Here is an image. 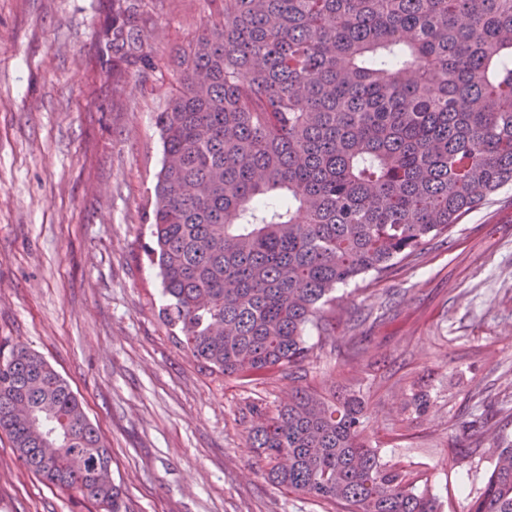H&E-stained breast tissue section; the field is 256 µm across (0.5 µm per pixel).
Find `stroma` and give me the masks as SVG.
<instances>
[{"label": "stroma", "instance_id": "stroma-1", "mask_svg": "<svg viewBox=\"0 0 512 512\" xmlns=\"http://www.w3.org/2000/svg\"><path fill=\"white\" fill-rule=\"evenodd\" d=\"M101 3L0 0V347L40 353L83 398L130 512H329L272 484L248 440L250 407L274 409L299 385L359 390L372 446L417 464L442 512H467L493 457L462 416L485 411L512 437L498 414L512 399V188L418 262L337 289L335 340L309 331L300 374L245 384L209 372L163 323L146 254L163 158L155 117L209 10L148 0L155 70L98 99ZM348 336L363 358L347 355ZM419 385L432 398L415 415L405 406ZM0 512L88 507L21 467L0 434Z\"/></svg>", "mask_w": 512, "mask_h": 512}]
</instances>
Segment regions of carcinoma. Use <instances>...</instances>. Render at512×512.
I'll return each instance as SVG.
<instances>
[{"label": "carcinoma", "instance_id": "carcinoma-1", "mask_svg": "<svg viewBox=\"0 0 512 512\" xmlns=\"http://www.w3.org/2000/svg\"><path fill=\"white\" fill-rule=\"evenodd\" d=\"M95 63L117 88L153 68L145 0H105ZM156 116L148 254L166 326L202 367L252 382L332 336L333 293L447 239L512 186V0H206ZM29 404L24 419L16 403ZM272 482L336 512H440L366 434L367 400L298 387L254 405ZM475 442L488 419L462 422ZM0 433L17 461L96 512H127L83 399L39 353L0 349ZM62 443L44 462L47 439ZM469 512H512V440L492 436Z\"/></svg>", "mask_w": 512, "mask_h": 512}]
</instances>
